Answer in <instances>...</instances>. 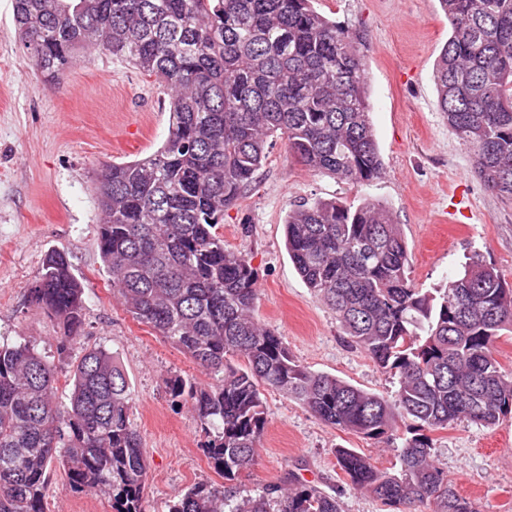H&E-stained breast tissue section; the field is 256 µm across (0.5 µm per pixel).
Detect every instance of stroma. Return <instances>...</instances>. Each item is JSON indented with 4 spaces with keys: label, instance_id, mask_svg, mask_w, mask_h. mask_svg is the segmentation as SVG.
I'll return each mask as SVG.
<instances>
[{
    "label": "stroma",
    "instance_id": "1",
    "mask_svg": "<svg viewBox=\"0 0 512 512\" xmlns=\"http://www.w3.org/2000/svg\"><path fill=\"white\" fill-rule=\"evenodd\" d=\"M324 15L369 38L370 118L384 164L379 180L342 182L309 170L274 139L253 189L224 214L226 247L246 253L258 274L257 318L282 336L294 359L395 400L397 376L351 346L335 315L291 262L283 221L300 202L380 201L392 210L410 256L409 277L426 290L443 287L472 255L512 285V203L489 192L467 148L437 105L433 69L448 39L438 0H315ZM14 0H0V341L28 342L58 360L61 332L30 296L45 254H67L85 285V347L112 351L134 389L132 421L146 451V512L170 505L198 482L223 484L203 454V433L190 405L172 402L163 379L178 374L207 385L215 378L126 312L102 263L101 209L94 190L102 163L154 152L168 134L169 93L131 63L97 48L76 57L54 85L24 57ZM266 428L252 469L234 480L241 495L284 485L289 474L338 496L341 512H388L352 488L335 451L352 448L381 471L401 472L399 450L418 430L397 418L388 434L366 438L322 422L296 399L262 394ZM437 466L480 512H512V414L487 427L468 420L431 432ZM44 512H112L104 494L70 490L60 464L48 471Z\"/></svg>",
    "mask_w": 512,
    "mask_h": 512
}]
</instances>
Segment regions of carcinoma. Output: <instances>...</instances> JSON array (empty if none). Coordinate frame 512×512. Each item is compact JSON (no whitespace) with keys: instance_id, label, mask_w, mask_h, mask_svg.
Listing matches in <instances>:
<instances>
[{"instance_id":"obj_1","label":"carcinoma","mask_w":512,"mask_h":512,"mask_svg":"<svg viewBox=\"0 0 512 512\" xmlns=\"http://www.w3.org/2000/svg\"><path fill=\"white\" fill-rule=\"evenodd\" d=\"M451 35L433 70L449 131L488 191L512 201V0H440ZM28 61L57 81L82 47L125 59L171 91L168 134L149 156L104 164L96 193L103 265L128 313L217 377L165 380L200 421L203 453L227 480L255 464L262 390L289 395L324 423L365 437L396 415L430 431L461 418L496 425L512 413V379L494 358L512 332V287L478 257L435 292L413 285L390 210L315 200L284 223L289 256L349 341L398 375L395 404L299 364L254 316L257 272L217 232L252 188L268 139L306 168L369 183L384 173L366 80L367 34L312 0H15ZM84 287L68 256L46 253L32 301L58 320L59 355L81 336ZM69 405L55 403L57 365L27 343L0 344V512H43L53 461L76 492H104L113 512H144L147 456L133 392L112 352L87 347L69 365ZM402 475L352 448L336 460L352 486L398 510L479 512L432 458L429 438L399 451ZM169 512H341L339 500L291 477L276 496L191 485Z\"/></svg>"}]
</instances>
